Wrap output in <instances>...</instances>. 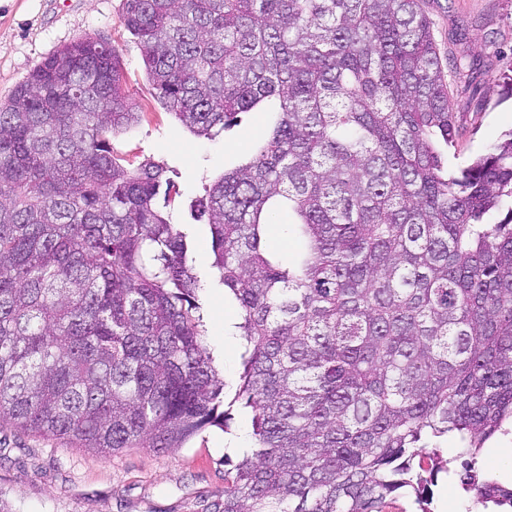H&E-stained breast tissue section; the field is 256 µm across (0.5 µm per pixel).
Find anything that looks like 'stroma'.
I'll list each match as a JSON object with an SVG mask.
<instances>
[{
	"label": "stroma",
	"instance_id": "35a3bbf8",
	"mask_svg": "<svg viewBox=\"0 0 512 512\" xmlns=\"http://www.w3.org/2000/svg\"><path fill=\"white\" fill-rule=\"evenodd\" d=\"M123 0H0V102L26 80L45 57L82 37H105L117 48L126 89L145 114L143 121L113 136L112 150L125 163L164 165L174 182L167 211L172 223L190 227L198 270L212 261L209 228L193 222L189 202L206 184L245 162L264 139L270 113L238 114L212 139L191 134L154 98L138 41L122 23ZM461 130L444 164H467L512 129V100L500 101L512 75V0H425ZM466 34L465 48L479 60L477 73L456 74L448 54V36ZM204 329L224 376L227 396H234L242 370L240 339L230 329L238 318L220 288L203 298ZM227 431L209 430L184 447L165 453L126 448L110 459L72 444L57 443L0 428L10 449L0 454V512H207L224 487L226 465L241 460L234 447L251 436V413L233 407ZM447 471L435 474L426 506L407 498L389 501L385 512H484L459 480L465 459L455 436L436 442ZM475 469L504 485L512 484V430L488 442Z\"/></svg>",
	"mask_w": 512,
	"mask_h": 512
}]
</instances>
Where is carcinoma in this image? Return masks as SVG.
Returning a JSON list of instances; mask_svg holds the SVG:
<instances>
[{"instance_id": "obj_1", "label": "carcinoma", "mask_w": 512, "mask_h": 512, "mask_svg": "<svg viewBox=\"0 0 512 512\" xmlns=\"http://www.w3.org/2000/svg\"><path fill=\"white\" fill-rule=\"evenodd\" d=\"M155 98L198 137L276 104L249 161L197 199L235 303L234 401L255 446L220 512L422 502L421 441L476 459L512 422V131L456 173L457 127L420 0H125ZM141 119L116 49L81 37L0 105V426L165 453L228 427L192 243L164 166L110 137ZM301 242L281 264L266 228ZM480 503L512 488L468 465Z\"/></svg>"}]
</instances>
